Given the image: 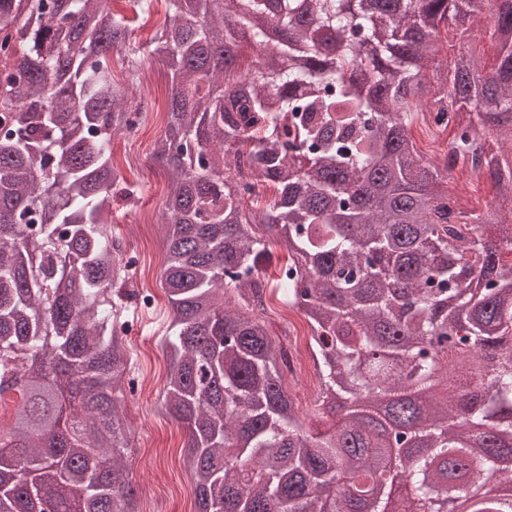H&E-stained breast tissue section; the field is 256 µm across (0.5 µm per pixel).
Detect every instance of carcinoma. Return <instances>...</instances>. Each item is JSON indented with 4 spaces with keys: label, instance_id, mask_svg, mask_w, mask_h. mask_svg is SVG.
I'll return each mask as SVG.
<instances>
[{
    "label": "carcinoma",
    "instance_id": "cac0c4a2",
    "mask_svg": "<svg viewBox=\"0 0 512 512\" xmlns=\"http://www.w3.org/2000/svg\"><path fill=\"white\" fill-rule=\"evenodd\" d=\"M149 44L171 70L154 159L169 173L159 233L169 305L166 412L188 430L197 512H504L512 483V0H165ZM109 0H0L18 46L0 78V440L25 458L0 476V512L73 492L87 512H134L129 374L139 304L108 217L123 182L112 140L133 131L144 44ZM488 21L499 46L427 82L448 21ZM279 39L247 71L242 41ZM123 55L131 83L112 78ZM449 142L499 188L480 222L448 223V167L410 129ZM272 189L264 207L246 196ZM282 301L311 319L320 387L310 430L266 324ZM44 353L51 371L29 363ZM78 375L88 432L46 453L56 388ZM415 432L394 486L382 449ZM410 135L419 153L427 160H435L440 147H448L453 130L452 125H449L447 130H443L433 123L425 124L421 120L411 128Z\"/></svg>",
    "mask_w": 512,
    "mask_h": 512
}]
</instances>
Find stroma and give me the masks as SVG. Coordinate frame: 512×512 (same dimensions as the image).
Segmentation results:
<instances>
[{
	"label": "stroma",
	"instance_id": "1",
	"mask_svg": "<svg viewBox=\"0 0 512 512\" xmlns=\"http://www.w3.org/2000/svg\"><path fill=\"white\" fill-rule=\"evenodd\" d=\"M472 51L481 54L487 66H494L498 48L489 35L460 28L443 34L436 57L445 65L459 53ZM150 74V84L144 92L154 104L145 114L142 124L133 133L112 142L116 163L123 178L139 186L137 196L112 200V228L136 238L141 255L136 260V276H149L155 283L150 303L140 305L129 323L127 341L132 369L130 383L117 392L131 430L132 452L129 458L132 475L139 487L164 480L168 491L160 498L139 495L137 512H193L191 479L182 464L185 431L180 423L165 415L162 392L166 384V362L159 340L167 326L168 302L160 288L163 250L153 223H140L142 215L159 216L167 183L161 167L146 168L143 152L153 150L164 125L168 95V70L155 57L146 58L143 65ZM271 334L287 348L296 347L300 338L311 333L308 318L299 310H286L279 294H272L266 314Z\"/></svg>",
	"mask_w": 512,
	"mask_h": 512
}]
</instances>
